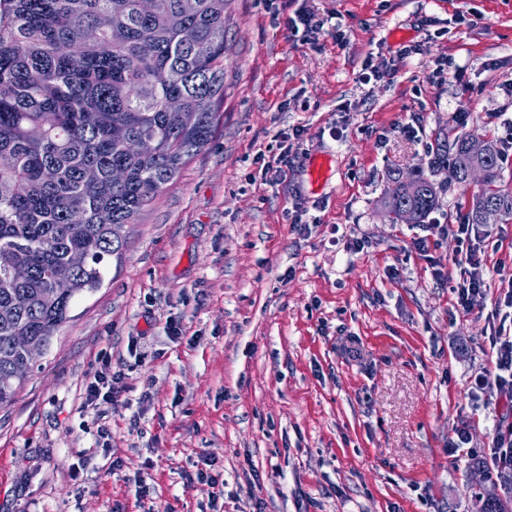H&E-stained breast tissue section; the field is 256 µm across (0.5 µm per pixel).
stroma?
<instances>
[{
	"instance_id": "1",
	"label": "stroma",
	"mask_w": 512,
	"mask_h": 512,
	"mask_svg": "<svg viewBox=\"0 0 512 512\" xmlns=\"http://www.w3.org/2000/svg\"><path fill=\"white\" fill-rule=\"evenodd\" d=\"M303 9L340 37L305 43L289 26ZM224 29L210 144L129 227L122 260L0 411V512H211L210 487L183 484L200 469L226 478L237 512H479L493 483L473 458L494 418L512 421L505 398L469 391L490 364L500 282L457 311L455 238L390 223L380 200L392 171H427L438 140L505 138L486 115L512 117V0H230ZM368 64L385 78L361 83ZM297 126L287 179L266 183L264 158ZM435 180L429 224L457 223L481 181ZM297 199L318 219L305 235L287 219ZM106 361L126 389L100 410L102 450L83 402ZM463 424L468 443L449 456Z\"/></svg>"
}]
</instances>
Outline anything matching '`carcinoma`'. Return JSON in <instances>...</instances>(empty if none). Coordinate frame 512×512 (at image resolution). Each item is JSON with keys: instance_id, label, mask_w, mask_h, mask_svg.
Segmentation results:
<instances>
[{"instance_id": "1", "label": "carcinoma", "mask_w": 512, "mask_h": 512, "mask_svg": "<svg viewBox=\"0 0 512 512\" xmlns=\"http://www.w3.org/2000/svg\"><path fill=\"white\" fill-rule=\"evenodd\" d=\"M228 0H0V409L32 372L12 338L49 348L75 298L122 258L125 228L210 144L224 103ZM195 40L184 43L186 29ZM181 100V120L167 102ZM153 143L146 155L126 141ZM484 187L471 224L512 216L499 145L485 140ZM469 136L439 141L430 167L469 183ZM391 175L382 206L422 224L439 206L433 181ZM84 257L74 268L72 255ZM24 262L29 275L13 277Z\"/></svg>"}]
</instances>
